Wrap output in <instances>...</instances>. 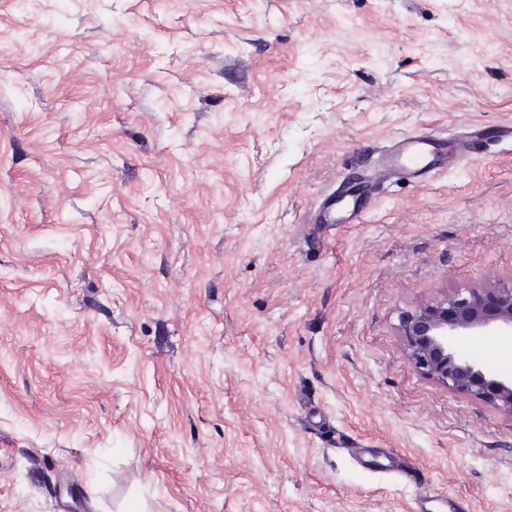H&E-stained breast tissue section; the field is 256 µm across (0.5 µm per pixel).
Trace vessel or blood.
Returning <instances> with one entry per match:
<instances>
[{"label": "vessel or blood", "instance_id": "vessel-or-blood-1", "mask_svg": "<svg viewBox=\"0 0 512 512\" xmlns=\"http://www.w3.org/2000/svg\"><path fill=\"white\" fill-rule=\"evenodd\" d=\"M445 144L432 132H422L399 140L383 166L388 179H402L422 174H432L446 166ZM348 189L341 194H329L320 209L311 216L314 224H346L365 213L378 191L375 181L360 170H353L347 177Z\"/></svg>", "mask_w": 512, "mask_h": 512}]
</instances>
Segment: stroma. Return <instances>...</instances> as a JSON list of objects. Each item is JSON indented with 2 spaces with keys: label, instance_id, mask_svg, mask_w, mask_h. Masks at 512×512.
<instances>
[{
  "label": "stroma",
  "instance_id": "35a3bbf8",
  "mask_svg": "<svg viewBox=\"0 0 512 512\" xmlns=\"http://www.w3.org/2000/svg\"><path fill=\"white\" fill-rule=\"evenodd\" d=\"M480 125L512 0H0V512H512V414L399 336L512 281ZM429 131L446 171L307 223ZM348 189L339 195L329 194L309 224H346L358 221L378 192V183L354 169L346 178Z\"/></svg>",
  "mask_w": 512,
  "mask_h": 512
}]
</instances>
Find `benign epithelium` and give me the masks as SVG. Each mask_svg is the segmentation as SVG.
Returning <instances> with one entry per match:
<instances>
[{"label":"benign epithelium","instance_id":"1","mask_svg":"<svg viewBox=\"0 0 512 512\" xmlns=\"http://www.w3.org/2000/svg\"><path fill=\"white\" fill-rule=\"evenodd\" d=\"M487 330L512 335V281L442 294L403 313L399 323L408 359L424 376L512 414V376L491 373L455 347L456 337Z\"/></svg>","mask_w":512,"mask_h":512}]
</instances>
